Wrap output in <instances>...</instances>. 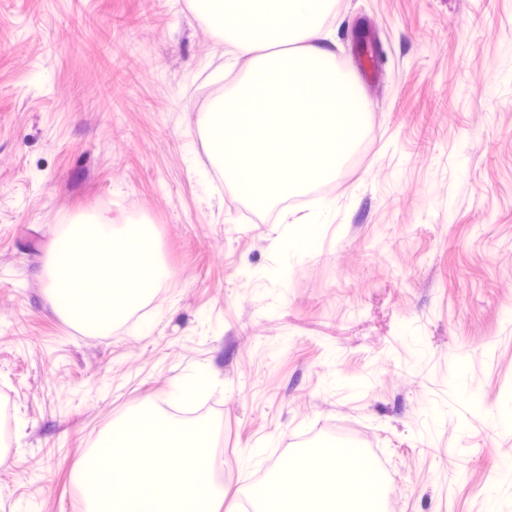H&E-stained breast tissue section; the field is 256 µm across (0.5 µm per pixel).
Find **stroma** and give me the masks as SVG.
Returning a JSON list of instances; mask_svg holds the SVG:
<instances>
[{"instance_id": "obj_1", "label": "stroma", "mask_w": 512, "mask_h": 512, "mask_svg": "<svg viewBox=\"0 0 512 512\" xmlns=\"http://www.w3.org/2000/svg\"><path fill=\"white\" fill-rule=\"evenodd\" d=\"M326 22L350 73L376 34L362 147L258 210L203 118L248 62L190 0H0V512H81L72 472L142 408L216 427L221 512L338 433L381 454L386 512L512 505V0H332ZM88 210L152 225L170 270L100 334L51 293ZM353 52L357 61V73L363 82L369 83L377 78L375 67L376 42L373 34L361 29L353 45Z\"/></svg>"}]
</instances>
